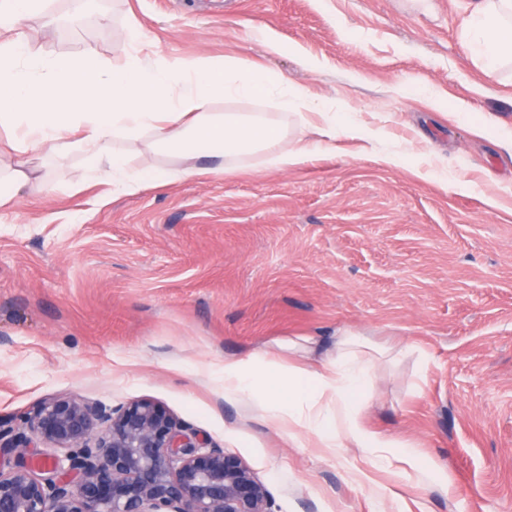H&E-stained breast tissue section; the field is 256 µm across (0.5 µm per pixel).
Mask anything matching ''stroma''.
Masks as SVG:
<instances>
[{
	"label": "stroma",
	"mask_w": 512,
	"mask_h": 512,
	"mask_svg": "<svg viewBox=\"0 0 512 512\" xmlns=\"http://www.w3.org/2000/svg\"><path fill=\"white\" fill-rule=\"evenodd\" d=\"M465 0H84L37 50L239 58L380 132L387 166L335 154L260 159L199 180L113 192L73 155L32 157L52 189L0 207V419L57 395L149 398L242 459L272 512H512V70L478 65ZM137 20L139 42L125 39ZM284 51L271 53L269 42ZM311 67L297 64V55ZM347 328L416 355L377 370L368 423L415 444L449 490L351 448L302 447L224 398V360Z\"/></svg>",
	"instance_id": "stroma-1"
}]
</instances>
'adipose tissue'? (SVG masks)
Returning <instances> with one entry per match:
<instances>
[{
	"label": "adipose tissue",
	"mask_w": 512,
	"mask_h": 512,
	"mask_svg": "<svg viewBox=\"0 0 512 512\" xmlns=\"http://www.w3.org/2000/svg\"><path fill=\"white\" fill-rule=\"evenodd\" d=\"M44 0H0V129L15 158L0 168V205L22 194L45 193L47 175L35 174L30 155L73 151L90 178H109L115 190L147 187L227 172L230 161L261 156L289 169L336 149L337 133L357 139L360 131L337 127L336 119L307 91L294 89L268 70L225 59L173 65L131 54L121 64L94 50L62 59L35 52L39 37L30 20ZM464 33L483 66L512 64V0H466ZM269 99L298 123L320 118V139L284 141L280 127L262 112H216V101ZM140 140L147 156L130 171L115 144ZM170 167L163 168L159 159ZM401 345L384 354L369 339L340 331L332 352L310 366H287L265 349L224 361V397L239 401L261 386L257 406L288 441L317 434L323 448H353L378 455L388 468L410 474L424 486L438 471L421 462L411 443L389 437L365 422L368 388L377 364L413 355Z\"/></svg>",
	"instance_id": "1"
}]
</instances>
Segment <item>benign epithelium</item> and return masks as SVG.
<instances>
[{
  "label": "benign epithelium",
  "instance_id": "obj_1",
  "mask_svg": "<svg viewBox=\"0 0 512 512\" xmlns=\"http://www.w3.org/2000/svg\"><path fill=\"white\" fill-rule=\"evenodd\" d=\"M0 512H271L241 459L140 399L61 395L0 422Z\"/></svg>",
  "mask_w": 512,
  "mask_h": 512
}]
</instances>
